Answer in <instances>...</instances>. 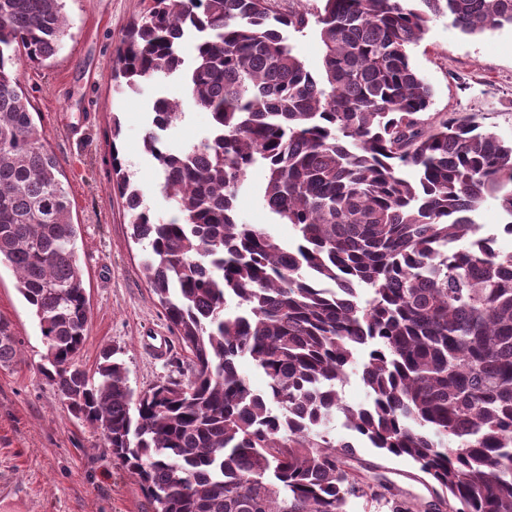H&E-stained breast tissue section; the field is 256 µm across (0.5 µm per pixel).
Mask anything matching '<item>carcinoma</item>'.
Wrapping results in <instances>:
<instances>
[{"label":"carcinoma","instance_id":"carcinoma-1","mask_svg":"<svg viewBox=\"0 0 512 512\" xmlns=\"http://www.w3.org/2000/svg\"><path fill=\"white\" fill-rule=\"evenodd\" d=\"M318 2L284 14L272 0H148L113 58L117 92L175 78L210 116L207 136L173 151L164 132L183 104L154 101L143 146L177 211L167 222L112 147L142 270L189 353L136 394L111 349L92 375L75 364L89 321L78 228L20 80L22 62L57 53L64 0H0V265L38 320L45 376L155 512H350L362 498L417 512L346 466L354 445L327 429L338 413L417 466L428 512H512V253L474 220L493 199L512 234V139L432 115L411 62L435 19L495 31L512 26V0ZM310 26L318 73L288 41ZM257 166L292 244L237 217ZM17 357L0 320V366ZM358 364L370 402L353 408L338 384Z\"/></svg>","mask_w":512,"mask_h":512}]
</instances>
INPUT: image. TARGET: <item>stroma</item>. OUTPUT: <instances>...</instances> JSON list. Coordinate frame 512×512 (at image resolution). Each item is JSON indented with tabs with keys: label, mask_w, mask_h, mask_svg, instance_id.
<instances>
[{
	"label": "stroma",
	"mask_w": 512,
	"mask_h": 512,
	"mask_svg": "<svg viewBox=\"0 0 512 512\" xmlns=\"http://www.w3.org/2000/svg\"><path fill=\"white\" fill-rule=\"evenodd\" d=\"M143 5L65 0L69 26L56 56L45 65L20 68L33 119L63 166L79 229L77 254L90 314L76 362L91 373L101 353L115 349L136 391L166 378L188 354L142 273L143 251L112 177V156L120 154L146 204L166 221L174 205L158 187L157 167L142 140L154 99L185 103L183 117L166 132L169 148L185 149L209 130L207 115L186 103L179 81H152L140 93L113 94L115 50ZM411 62L433 88L432 111L474 116L484 130L512 138L511 27L466 36L447 19L436 20L413 48ZM263 182L262 169H254L235 202L237 216L246 224L268 225L279 240L291 242L296 232L265 206ZM0 320L10 324L20 352L17 363L0 366V474L17 482L11 495L0 496V512H154L136 478L114 462L101 431L69 413L43 375L45 340L5 265ZM163 342L169 355L159 359L152 348ZM331 433L354 443L350 465L367 481L383 482L425 505L433 500L431 487L416 480L413 463L387 458L356 439L343 418H336Z\"/></svg>",
	"instance_id": "1"
}]
</instances>
